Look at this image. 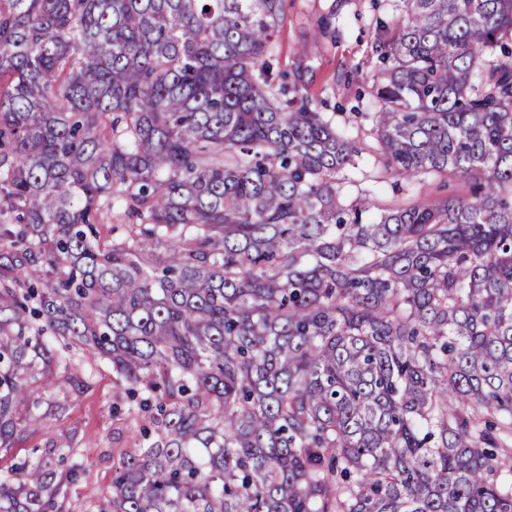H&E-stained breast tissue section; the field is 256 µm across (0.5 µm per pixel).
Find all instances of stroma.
Instances as JSON below:
<instances>
[{
	"mask_svg": "<svg viewBox=\"0 0 512 512\" xmlns=\"http://www.w3.org/2000/svg\"><path fill=\"white\" fill-rule=\"evenodd\" d=\"M396 20L393 0H286L272 42L278 68L298 78L316 111L332 117L371 112V90L379 77L374 54L379 24ZM32 388L60 412L1 451L0 470L31 458L34 447L69 434L67 462L83 469L70 488V512H96L112 485L111 366L100 364L90 387L78 392L63 394L40 381Z\"/></svg>",
	"mask_w": 512,
	"mask_h": 512,
	"instance_id": "1",
	"label": "stroma"
}]
</instances>
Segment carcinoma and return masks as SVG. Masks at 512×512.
Here are the masks:
<instances>
[{
    "mask_svg": "<svg viewBox=\"0 0 512 512\" xmlns=\"http://www.w3.org/2000/svg\"><path fill=\"white\" fill-rule=\"evenodd\" d=\"M401 3L358 147L284 0H0V450L105 361L99 512H512V0Z\"/></svg>",
    "mask_w": 512,
    "mask_h": 512,
    "instance_id": "obj_1",
    "label": "carcinoma"
}]
</instances>
